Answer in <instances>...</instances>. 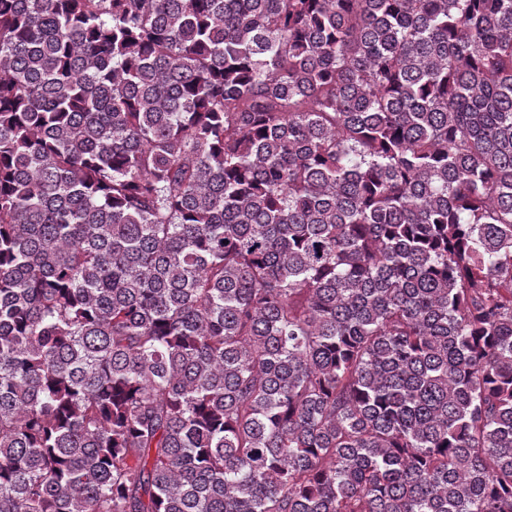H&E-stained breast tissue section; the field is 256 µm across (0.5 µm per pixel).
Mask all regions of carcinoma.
<instances>
[{
	"mask_svg": "<svg viewBox=\"0 0 512 512\" xmlns=\"http://www.w3.org/2000/svg\"><path fill=\"white\" fill-rule=\"evenodd\" d=\"M0 512H512V0H0Z\"/></svg>",
	"mask_w": 512,
	"mask_h": 512,
	"instance_id": "obj_1",
	"label": "carcinoma"
}]
</instances>
